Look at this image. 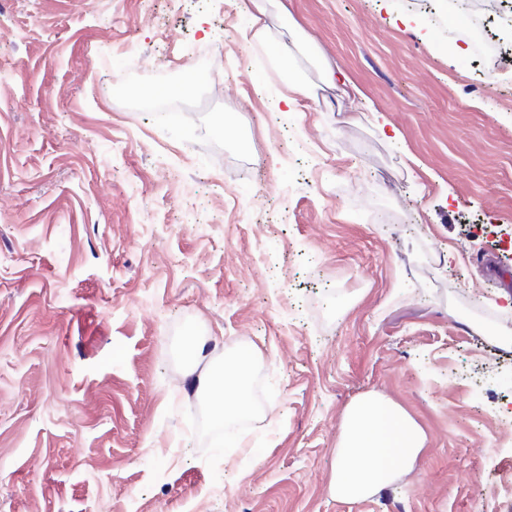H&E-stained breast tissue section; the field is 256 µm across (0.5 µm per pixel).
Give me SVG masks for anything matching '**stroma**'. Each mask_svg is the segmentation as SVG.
<instances>
[{
	"instance_id": "1",
	"label": "stroma",
	"mask_w": 512,
	"mask_h": 512,
	"mask_svg": "<svg viewBox=\"0 0 512 512\" xmlns=\"http://www.w3.org/2000/svg\"><path fill=\"white\" fill-rule=\"evenodd\" d=\"M288 8L312 43L264 69L236 0H0V512H512V57L489 84L448 0ZM245 349L213 429L196 376ZM370 393L426 441L345 502ZM323 81L324 83L336 90L337 102L339 103L341 112L342 102L347 101L350 104H354L358 97H362L363 94L356 83L342 72H336L329 66L322 67Z\"/></svg>"
}]
</instances>
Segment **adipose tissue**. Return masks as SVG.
<instances>
[{"label": "adipose tissue", "mask_w": 512, "mask_h": 512, "mask_svg": "<svg viewBox=\"0 0 512 512\" xmlns=\"http://www.w3.org/2000/svg\"><path fill=\"white\" fill-rule=\"evenodd\" d=\"M274 6L282 18H289L285 0H243L252 40L272 45L278 57L285 60L291 49L267 22ZM252 365V354L245 351L200 378L215 415L226 417L251 411L247 381ZM424 443L422 429L394 402L376 394L353 400L345 413L336 450L332 495L358 501L391 486L402 470L414 466Z\"/></svg>", "instance_id": "obj_1"}]
</instances>
